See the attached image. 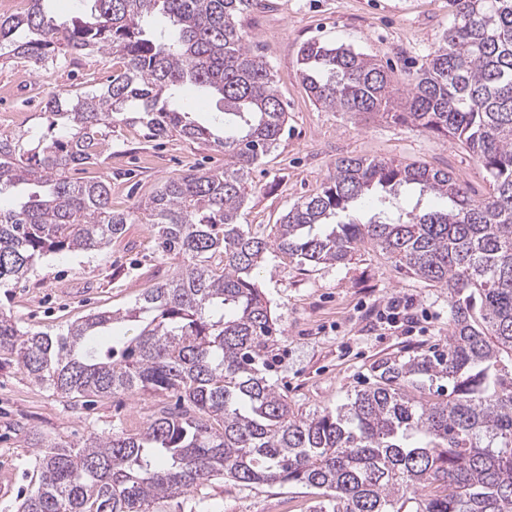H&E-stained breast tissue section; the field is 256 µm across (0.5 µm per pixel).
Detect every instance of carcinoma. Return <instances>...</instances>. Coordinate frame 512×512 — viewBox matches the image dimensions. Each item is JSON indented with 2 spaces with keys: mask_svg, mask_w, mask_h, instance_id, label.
I'll list each match as a JSON object with an SVG mask.
<instances>
[{
  "mask_svg": "<svg viewBox=\"0 0 512 512\" xmlns=\"http://www.w3.org/2000/svg\"><path fill=\"white\" fill-rule=\"evenodd\" d=\"M28 2L0 18V59L41 67L96 52L121 67L104 88L47 97L46 134L0 135V192L29 188L0 208V287L49 254L99 250L142 219L180 263L124 314L93 313L59 335L0 310V361L62 398L173 392L178 404L77 448L30 438L38 483L19 512H161L215 479L305 485L313 512H512V0H450L452 25L404 91L350 48L308 42L298 56L316 104L382 112L467 147L485 198L448 170L348 156L272 237L241 223L250 174L287 123L238 21L253 0H89L87 17L59 24L50 0ZM158 16L171 27L147 32ZM186 86L218 98L219 127L179 108ZM136 123L155 138L213 142L224 169L171 177L136 207L112 209L107 181L67 173L105 163L112 127ZM401 188L448 208L408 211ZM370 191L383 209L340 220ZM367 241L448 288L451 335L380 362L336 410L299 415L263 374L276 326L252 272L274 247L316 268L350 261ZM119 322L142 328L115 342Z\"/></svg>",
  "mask_w": 512,
  "mask_h": 512,
  "instance_id": "cac0c4a2",
  "label": "carcinoma"
}]
</instances>
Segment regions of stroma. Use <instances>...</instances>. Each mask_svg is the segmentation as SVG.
I'll return each mask as SVG.
<instances>
[{
    "label": "stroma",
    "mask_w": 512,
    "mask_h": 512,
    "mask_svg": "<svg viewBox=\"0 0 512 512\" xmlns=\"http://www.w3.org/2000/svg\"><path fill=\"white\" fill-rule=\"evenodd\" d=\"M452 17L448 0H263L241 17L246 44L267 61L288 112L284 131L252 173L243 223L267 234L288 208L316 191L338 159L366 156L418 161L452 171L474 198L488 186L474 155L442 135L421 132L387 116H351L315 105L297 74L300 48L308 42L345 46L375 57L404 88L439 43ZM112 57L94 53L77 64L42 68L0 65V133L46 130L40 103L53 93L105 84ZM224 153L207 141L155 139L141 125L112 131L106 161L85 170L112 183V206L127 210L167 178L205 166L223 167ZM176 260L162 258L148 224L126 225L123 234L95 252H63L37 260L27 277L0 288V308L23 327L59 333L82 317L122 311L146 289L173 273ZM256 281L277 317V333L265 351L266 378L293 410L336 409L372 380L371 368L418 355L448 339V290L396 267L365 247L345 264L305 270L270 250ZM407 305L418 319L415 332L384 323L390 301ZM175 396H103L94 404L60 398L35 384L16 364L0 365V469L14 471L0 512H18L35 482V449L27 437L80 446L90 433L143 428L154 409ZM315 500L301 485L256 488L214 480L201 492L165 504V512H311Z\"/></svg>",
    "instance_id": "1"
}]
</instances>
